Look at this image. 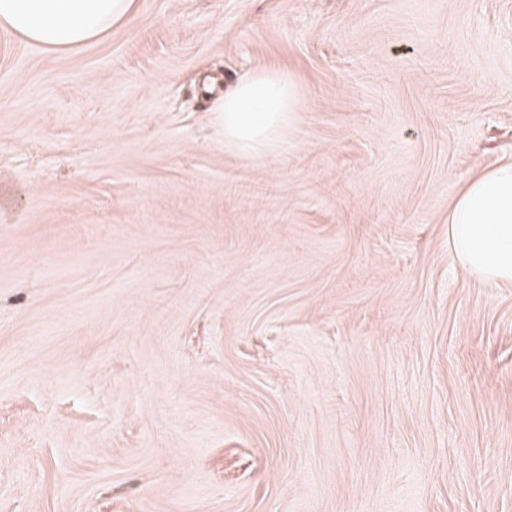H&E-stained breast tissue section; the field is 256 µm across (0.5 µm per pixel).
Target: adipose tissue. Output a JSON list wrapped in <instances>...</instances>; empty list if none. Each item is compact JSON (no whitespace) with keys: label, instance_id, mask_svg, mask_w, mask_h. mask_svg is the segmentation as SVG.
<instances>
[{"label":"adipose tissue","instance_id":"adipose-tissue-1","mask_svg":"<svg viewBox=\"0 0 512 512\" xmlns=\"http://www.w3.org/2000/svg\"><path fill=\"white\" fill-rule=\"evenodd\" d=\"M138 9V0H0V26L51 52L103 37ZM286 71L262 69L240 79L214 106L224 139L260 155L277 148L301 108ZM448 246L471 275L512 282V162L469 180L448 210Z\"/></svg>","mask_w":512,"mask_h":512}]
</instances>
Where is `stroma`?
Here are the masks:
<instances>
[{
  "label": "stroma",
  "instance_id": "1",
  "mask_svg": "<svg viewBox=\"0 0 512 512\" xmlns=\"http://www.w3.org/2000/svg\"><path fill=\"white\" fill-rule=\"evenodd\" d=\"M289 69L280 148L205 77ZM512 160V0H142L0 28V512H512V283L448 209ZM139 0H0V25L51 52L103 37L138 10Z\"/></svg>",
  "mask_w": 512,
  "mask_h": 512
}]
</instances>
